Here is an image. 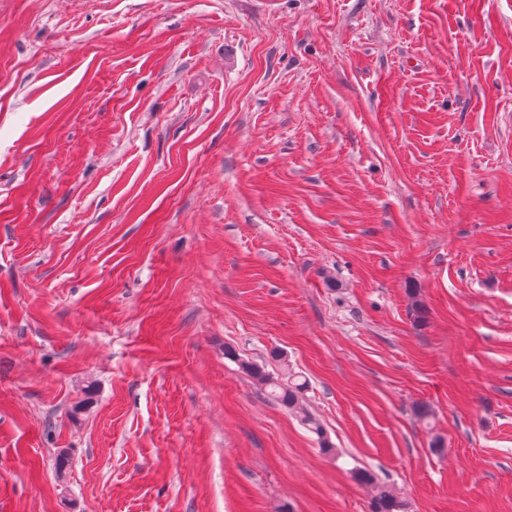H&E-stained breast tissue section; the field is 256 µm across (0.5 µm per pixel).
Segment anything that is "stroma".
I'll return each instance as SVG.
<instances>
[{
  "label": "stroma",
  "instance_id": "35a3bbf8",
  "mask_svg": "<svg viewBox=\"0 0 512 512\" xmlns=\"http://www.w3.org/2000/svg\"><path fill=\"white\" fill-rule=\"evenodd\" d=\"M357 469L512 512V0H0V512H369ZM224 356L235 362L239 361L240 368L253 378L256 384L261 386L273 400L299 417L302 424L316 435L320 449L324 453L333 452L334 448L329 443L323 426L303 404L308 382L302 375L289 369L288 364H284L283 371L271 373L262 364L239 360V355L230 347L225 348Z\"/></svg>",
  "mask_w": 512,
  "mask_h": 512
}]
</instances>
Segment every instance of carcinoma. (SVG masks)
<instances>
[{"mask_svg": "<svg viewBox=\"0 0 512 512\" xmlns=\"http://www.w3.org/2000/svg\"><path fill=\"white\" fill-rule=\"evenodd\" d=\"M224 356L237 362L240 368L261 386L277 403L299 417L303 425L317 437L321 450L329 454L333 452L325 430L320 422L313 417L303 404L304 392L308 388L307 380L285 367L277 373L266 370L264 365L245 361L239 358L230 347L224 349ZM353 477L360 483L370 487L369 512H408V504L401 499L392 484L377 479L372 473L356 469Z\"/></svg>", "mask_w": 512, "mask_h": 512, "instance_id": "cac0c4a2", "label": "carcinoma"}]
</instances>
